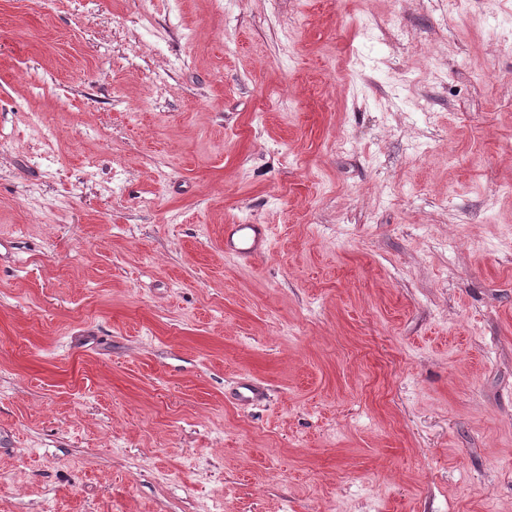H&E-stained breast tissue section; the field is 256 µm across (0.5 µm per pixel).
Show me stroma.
Here are the masks:
<instances>
[{
    "label": "stroma",
    "instance_id": "stroma-1",
    "mask_svg": "<svg viewBox=\"0 0 512 512\" xmlns=\"http://www.w3.org/2000/svg\"><path fill=\"white\" fill-rule=\"evenodd\" d=\"M0 512H512V0H0ZM266 230L258 224H228L224 227V249L241 257L261 255L268 250Z\"/></svg>",
    "mask_w": 512,
    "mask_h": 512
}]
</instances>
